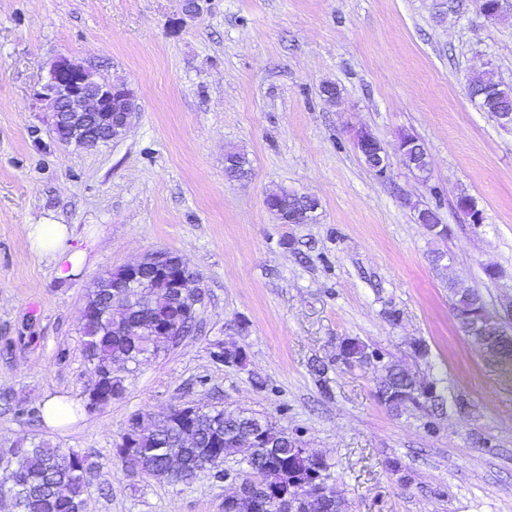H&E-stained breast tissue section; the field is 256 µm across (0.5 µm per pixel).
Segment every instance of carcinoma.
Here are the masks:
<instances>
[{"label": "carcinoma", "instance_id": "carcinoma-1", "mask_svg": "<svg viewBox=\"0 0 512 512\" xmlns=\"http://www.w3.org/2000/svg\"><path fill=\"white\" fill-rule=\"evenodd\" d=\"M469 94L477 106L497 116L512 113V86L485 71L469 80ZM250 161L246 154L226 155L225 174L241 179L248 175ZM271 212L277 219L292 223L311 221L318 208L315 200L282 190L271 195ZM417 220L434 239L448 233L437 229V213L431 208L418 211ZM146 285H138L134 301L110 288H91L86 294L79 331L82 352L89 370L100 379L83 392L85 407L90 410L112 403L125 392L123 379L112 376V365L139 364L148 355H156L163 347L177 343L191 331L187 312L195 299L169 288L147 272ZM452 312L459 329L470 340L483 338L499 345L512 358V333L487 310L482 296L471 288L448 283ZM174 331L169 336L156 335L159 324ZM368 347L358 339H344L336 352V360L344 364H364ZM385 374L378 386V399L388 409L401 413L410 407H421L425 382L396 361L383 365ZM132 445L118 444L114 455L122 466L142 471L171 485H189L197 472L211 468L220 458L228 461L243 453L258 472L270 495L280 499L285 510L296 490L308 485L320 487L331 481L330 465L324 459L303 457L288 440V430L267 417L245 413H228L222 408H206L191 417L173 412L160 420L150 414H137L128 427ZM13 462L0 469V488L6 487L15 499L17 512H86L88 476L94 468L88 456L72 448H54L43 441L20 443L4 453ZM300 512H347V504L339 495H320L314 506H303Z\"/></svg>", "mask_w": 512, "mask_h": 512}]
</instances>
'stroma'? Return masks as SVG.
I'll return each mask as SVG.
<instances>
[{
  "instance_id": "35a3bbf8",
  "label": "stroma",
  "mask_w": 512,
  "mask_h": 512,
  "mask_svg": "<svg viewBox=\"0 0 512 512\" xmlns=\"http://www.w3.org/2000/svg\"><path fill=\"white\" fill-rule=\"evenodd\" d=\"M437 2L200 0L191 16L184 0H0V450L24 437L87 455L86 512H224L230 480L204 470L174 486L113 454L134 414L218 405L300 433L331 463L348 512H512V373L460 332L446 283L493 311L512 301V127L468 91L484 69L512 85V0L491 23L482 0ZM60 57L133 89L127 136L56 141L34 94ZM362 130L386 148V177L363 162ZM404 132L424 144L429 180L403 163ZM235 150L247 179L224 173ZM281 189L316 198V220L279 223L264 199ZM463 193L482 223L455 208ZM427 207L447 238L418 224ZM28 224L72 228L87 253L75 277L31 250ZM158 249L203 277L197 330L120 370L124 394L86 411V294ZM347 337L436 383L444 411L388 410L372 366L336 362ZM231 345L245 366L215 359ZM51 396L71 402L69 422L45 423Z\"/></svg>"
}]
</instances>
